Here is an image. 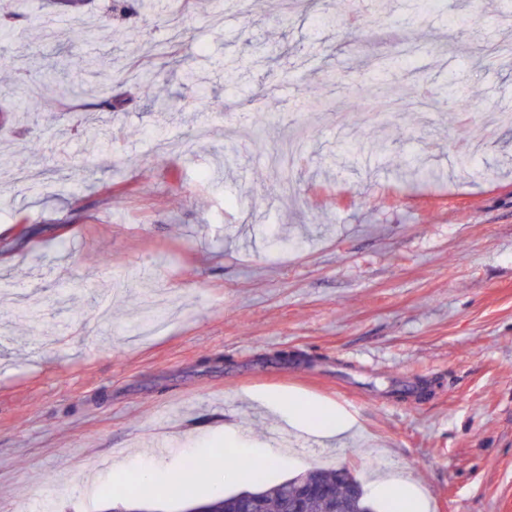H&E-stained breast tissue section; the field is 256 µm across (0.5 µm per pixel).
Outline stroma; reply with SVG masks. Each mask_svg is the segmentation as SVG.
Returning a JSON list of instances; mask_svg holds the SVG:
<instances>
[{
    "instance_id": "1",
    "label": "stroma",
    "mask_w": 512,
    "mask_h": 512,
    "mask_svg": "<svg viewBox=\"0 0 512 512\" xmlns=\"http://www.w3.org/2000/svg\"><path fill=\"white\" fill-rule=\"evenodd\" d=\"M332 3L94 0L110 35L73 43L43 0H0V512H106L152 436L170 471L278 452L273 483L393 472L417 512H512V55L454 27L512 45V0L320 24ZM292 139L289 174L269 157ZM326 409L345 443L286 423ZM97 475L113 498L83 496Z\"/></svg>"
}]
</instances>
